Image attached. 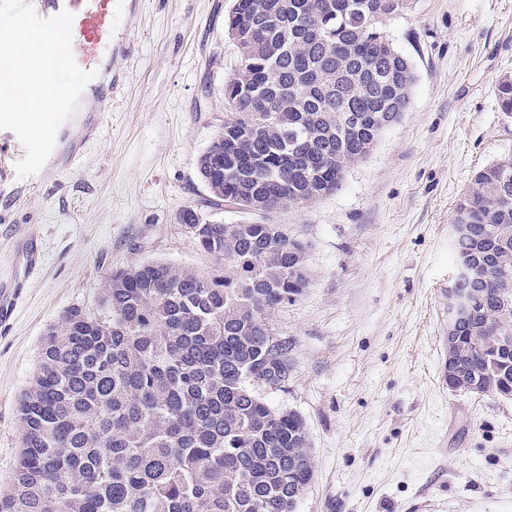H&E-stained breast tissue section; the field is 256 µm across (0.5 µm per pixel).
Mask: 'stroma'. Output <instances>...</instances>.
Instances as JSON below:
<instances>
[{"mask_svg":"<svg viewBox=\"0 0 512 512\" xmlns=\"http://www.w3.org/2000/svg\"><path fill=\"white\" fill-rule=\"evenodd\" d=\"M231 6L142 0L118 16V32L135 38L126 82L111 111L78 105L72 166L50 160L18 177L25 148L0 130V279L15 273L19 236H38L45 257L0 326V488L47 328L73 307L105 315L110 270L214 267L181 210L247 220L207 207L197 170L238 63ZM383 27L414 67L410 104L340 189L274 216L307 245L312 283L275 314L291 367L265 396L298 411L312 440L315 475L296 512H512V400L441 381L456 203L475 170L512 155V114L495 96L512 77V0H408Z\"/></svg>","mask_w":512,"mask_h":512,"instance_id":"obj_1","label":"stroma"}]
</instances>
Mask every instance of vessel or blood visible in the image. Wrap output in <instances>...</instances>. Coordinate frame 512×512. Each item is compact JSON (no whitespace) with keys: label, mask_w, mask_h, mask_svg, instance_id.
<instances>
[{"label":"vessel or blood","mask_w":512,"mask_h":512,"mask_svg":"<svg viewBox=\"0 0 512 512\" xmlns=\"http://www.w3.org/2000/svg\"><path fill=\"white\" fill-rule=\"evenodd\" d=\"M36 12L53 17L61 12L73 16L71 49L77 66L93 72L94 77L84 88L95 98L94 109L109 111L112 94L125 80V72L118 62L128 57L131 39L116 35L113 20L117 7L135 8V0H31ZM17 262L24 274L34 272L42 257L33 238L19 239L15 246ZM23 287L20 278L0 282V324L9 322L14 314Z\"/></svg>","instance_id":"obj_1"}]
</instances>
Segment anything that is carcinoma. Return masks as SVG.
Masks as SVG:
<instances>
[{
    "label": "carcinoma",
    "mask_w": 512,
    "mask_h": 512,
    "mask_svg": "<svg viewBox=\"0 0 512 512\" xmlns=\"http://www.w3.org/2000/svg\"><path fill=\"white\" fill-rule=\"evenodd\" d=\"M408 0H233L239 63L224 128L198 158L213 209L180 213L207 272L164 261L105 277L107 315L49 327L18 402L21 445L0 512H296L314 478L303 417L262 389L288 380L276 310L311 285L307 247L272 215L341 186L410 102L413 67L381 27ZM512 114V78L497 82ZM454 260L481 301L456 324L448 389L512 394V156L478 170L455 208Z\"/></svg>",
    "instance_id": "1"
}]
</instances>
